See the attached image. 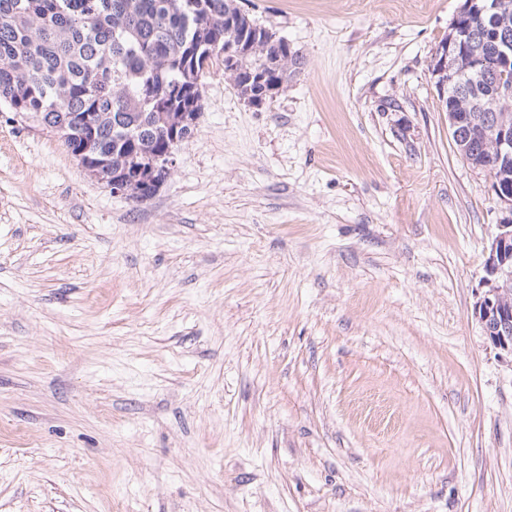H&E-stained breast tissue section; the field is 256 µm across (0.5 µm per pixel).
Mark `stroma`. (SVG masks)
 I'll return each mask as SVG.
<instances>
[{
	"instance_id": "stroma-1",
	"label": "stroma",
	"mask_w": 512,
	"mask_h": 512,
	"mask_svg": "<svg viewBox=\"0 0 512 512\" xmlns=\"http://www.w3.org/2000/svg\"><path fill=\"white\" fill-rule=\"evenodd\" d=\"M239 2L301 64L259 108L214 65L150 200L0 105V512H512L465 0Z\"/></svg>"
}]
</instances>
